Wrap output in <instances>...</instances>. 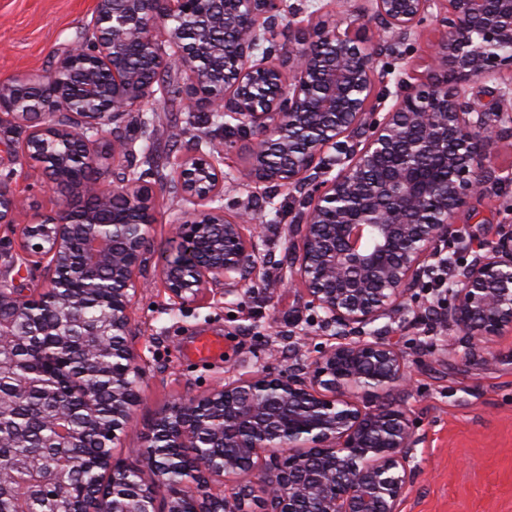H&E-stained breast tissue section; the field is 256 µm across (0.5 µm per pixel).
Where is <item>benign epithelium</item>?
Returning <instances> with one entry per match:
<instances>
[{
	"mask_svg": "<svg viewBox=\"0 0 512 512\" xmlns=\"http://www.w3.org/2000/svg\"><path fill=\"white\" fill-rule=\"evenodd\" d=\"M287 0H95L84 38L53 70L0 82V123L28 127L19 150L52 161L47 181L62 203L34 224H18L25 197L0 182V224L35 266L48 261V281L22 297L0 282V346L27 355L77 347L78 362L48 363L54 379L77 396L85 431L102 447L128 427L139 399V356L129 343L130 310L152 251V185L118 177L135 140L104 126L154 98L171 70L194 111L230 116L257 137L243 177L302 195L304 211L290 246L289 285L301 287L322 312L328 341L312 367L282 375L263 369L210 391L179 399L155 419L135 463L116 465L111 452L87 463L82 436L66 426L55 391L44 406L9 426L0 446L23 445L32 429L53 432L52 447L30 463L37 490L64 484L98 512H151L159 496L167 512H398L417 439L395 393L410 386L399 345L371 326L394 321L431 270L441 247L457 236L455 213L502 181L494 147L512 108L476 110L465 96L474 81L512 92V0H344L342 13L371 20L377 31L344 19L279 22ZM432 23L439 37L425 75L402 81L384 108L388 67L406 59L400 47ZM223 150L195 141L169 182L195 205L170 223L178 249L161 258L156 276L183 303L222 285L239 291L266 256L248 211L208 203L223 196ZM100 167L87 178L88 157ZM428 156L444 178H426L411 162ZM93 303L103 316L90 320ZM465 358L487 363L492 338L512 329V225L459 271L442 309ZM98 469L91 484L74 480L81 465ZM148 470L134 492L117 494L116 472ZM187 474L189 492L172 488L169 471Z\"/></svg>",
	"mask_w": 512,
	"mask_h": 512,
	"instance_id": "1",
	"label": "benign epithelium"
}]
</instances>
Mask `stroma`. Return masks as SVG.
<instances>
[{
	"label": "stroma",
	"instance_id": "1",
	"mask_svg": "<svg viewBox=\"0 0 512 512\" xmlns=\"http://www.w3.org/2000/svg\"><path fill=\"white\" fill-rule=\"evenodd\" d=\"M93 7L94 0H0V81L51 70L82 39ZM190 115L184 100L164 107L154 98L125 115L122 124L126 136L149 143L168 172L186 152L173 134ZM205 130L226 147L225 210L250 211L259 244L273 261L259 267L237 293L219 290L204 301H171L153 267L173 247L171 219L188 205L168 184H158L151 268L139 280L131 309V345L143 368L140 400L132 410L131 425L110 445L116 462L139 458L156 416L174 399L202 394L258 369L286 373L297 340H304L303 355L309 361L318 357L325 342L319 311L285 284L277 266L288 255L290 230L303 209L300 194L285 188L271 194L266 185L243 179L253 137L229 142L213 125ZM13 135L9 125L0 126V176L19 171L14 187L26 195L29 206L17 221L28 224L55 210L62 194L47 188L39 163L8 150L5 142ZM453 222L458 236L446 253L456 262L486 242L496 225L512 224V181L471 199ZM416 294L417 303L392 323L388 333L412 368L405 403L418 438L412 483L399 510L512 512V331L491 341L489 364L470 362L454 344L453 330L443 326L430 308L431 302L447 299V292L434 290L427 281ZM203 335L220 338L222 351L207 359L190 355L193 341Z\"/></svg>",
	"mask_w": 512,
	"mask_h": 512
}]
</instances>
